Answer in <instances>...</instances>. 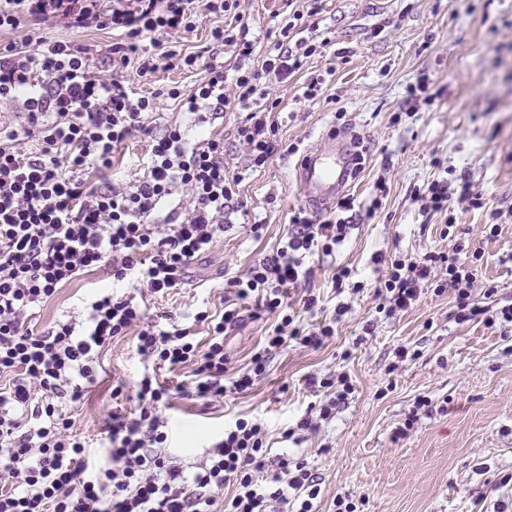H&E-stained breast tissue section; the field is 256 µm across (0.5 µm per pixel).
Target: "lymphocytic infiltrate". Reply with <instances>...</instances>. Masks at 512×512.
<instances>
[{
    "label": "lymphocytic infiltrate",
    "mask_w": 512,
    "mask_h": 512,
    "mask_svg": "<svg viewBox=\"0 0 512 512\" xmlns=\"http://www.w3.org/2000/svg\"><path fill=\"white\" fill-rule=\"evenodd\" d=\"M236 6L237 0H112L107 8L101 0H0V31L25 32L21 44L0 47V102L22 107L28 118L27 127L0 135V512H266L269 502L290 500L295 512H312L320 493L314 475L305 463L284 459L270 471L266 433L255 421L239 418L225 427L205 463L186 477L162 450L171 395L151 376L137 383L135 417L113 416L105 456L90 454L73 434L67 411L94 382L99 357L116 338L134 335L138 353L155 365H193L197 396L218 399L250 389L272 352L290 342L321 345L348 311L338 305L334 320L309 327L285 305L283 292L308 280L307 256L331 255L344 241L353 209L345 197L336 204V220L299 212L274 257L226 279L237 299H254L276 319L246 372L230 371L224 350V333L241 320L240 308L195 313L209 331L204 348L188 329L149 317L141 298L182 287L189 267L213 247L232 215L247 208L236 178L224 169V141H190L178 122L156 133L148 122L156 97L132 98L121 74L91 71L87 45L40 32L51 17L77 31L93 25L118 31L113 60L144 77L163 59L194 68L198 55L163 50V43L192 31L203 13L218 16ZM304 29L302 14L293 13L260 68H236L228 80L223 66L209 63L193 92L172 87L165 95L185 99L200 124L210 122L213 109H244L238 139L251 165L264 166L281 146L270 112L253 103L266 95L264 80L288 79L316 54V45L301 37ZM134 137L149 144L143 174L127 184L96 182ZM178 186L188 194L187 207L172 210L165 225L152 224ZM427 192L437 212L487 204L466 179L456 191L435 182ZM482 258L481 248L463 237L448 251L391 261L374 291L377 313L407 310L426 283L452 292L458 321L512 323V305L494 319L481 303L497 293L480 277ZM95 269L125 294L99 290L82 322L32 327L35 309ZM227 486L233 493L220 500Z\"/></svg>",
    "instance_id": "f902f5d3"
}]
</instances>
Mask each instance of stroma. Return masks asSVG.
<instances>
[{
	"label": "stroma",
	"mask_w": 512,
	"mask_h": 512,
	"mask_svg": "<svg viewBox=\"0 0 512 512\" xmlns=\"http://www.w3.org/2000/svg\"><path fill=\"white\" fill-rule=\"evenodd\" d=\"M293 9L308 12L303 36L322 50L288 81L268 85L283 153L251 166L236 136L242 111L201 126L177 102L158 107L157 126L180 122L189 140L223 135L224 166L238 177L248 212L192 265L187 285L148 300L147 310L172 316L206 343L195 313L223 309L225 271L245 272L275 254L294 213L306 206L298 181L302 155L334 135L366 148L348 190L355 217L332 256L310 258L308 285L320 294L326 315L342 303L349 311L321 347L293 344L276 355L244 395L196 400L192 366L157 370L175 395L168 453L193 475L225 425L256 418L267 429L271 459L304 461L317 476L314 512H331L339 496L357 512H512V325L457 322L452 293L430 287L413 308L391 318L376 313L373 298L387 260L448 249L464 232L481 238L497 209L500 232L484 240L482 278L498 287L489 307L512 304V0H239L237 16L249 24L255 53L242 61L227 49L218 62L228 69L260 66ZM43 32L81 40L94 51V67L108 68L111 30L76 33L51 20ZM123 74L140 97L170 86L192 90L206 72L162 68L145 79L128 66ZM313 79L321 80L322 93L309 100L303 92ZM292 144L296 153H286ZM464 176L487 193L488 208L426 209L420 195L428 184L454 187ZM380 182L387 194L375 210ZM255 224L262 225L261 235L251 233ZM341 266L353 276L336 289L332 277ZM108 285L100 273L78 277L44 304L33 324L83 319L94 289ZM268 326L247 317L228 331L224 348L234 368L246 366ZM401 345L418 350V357L397 363ZM147 369L133 336L103 352L96 384L71 410L75 431L92 447L109 445L113 383L136 382ZM330 372L349 375L353 393L317 430L298 429L309 410L331 396L307 386V376ZM422 396L433 400L434 411L416 409ZM408 421V436L396 437ZM287 428L295 431L288 440L282 436Z\"/></svg>",
	"instance_id": "obj_1"
}]
</instances>
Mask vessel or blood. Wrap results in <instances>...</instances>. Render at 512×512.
<instances>
[{"instance_id": "b4317fda", "label": "vessel or blood", "mask_w": 512, "mask_h": 512, "mask_svg": "<svg viewBox=\"0 0 512 512\" xmlns=\"http://www.w3.org/2000/svg\"><path fill=\"white\" fill-rule=\"evenodd\" d=\"M352 169L347 145L328 141L303 159L301 186L310 203L324 205L345 187Z\"/></svg>"}]
</instances>
